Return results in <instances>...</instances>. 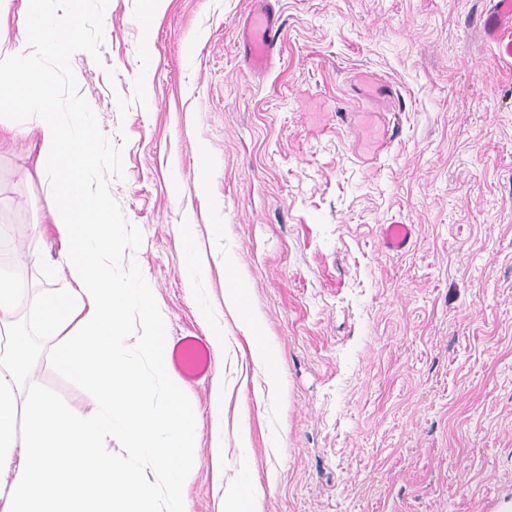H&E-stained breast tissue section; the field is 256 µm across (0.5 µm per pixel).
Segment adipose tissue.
Wrapping results in <instances>:
<instances>
[{"label": "adipose tissue", "instance_id": "ef3b65f1", "mask_svg": "<svg viewBox=\"0 0 512 512\" xmlns=\"http://www.w3.org/2000/svg\"><path fill=\"white\" fill-rule=\"evenodd\" d=\"M17 32L0 0V105L24 112L22 123L0 122V142L25 137L39 145L36 175L46 185L44 221L61 244L58 263L69 284L42 292L39 315L58 337L60 364L93 387L89 410L66 408L50 395L29 408V437L16 433V394L29 366L20 344L0 349V512H157L152 475L166 480L169 512H185L191 472L180 458L194 420L176 408L178 380L166 365L162 336L146 284L112 274V250L123 232L111 224L104 194L91 192L81 174L102 161L90 113L59 112L48 99L49 81L29 69L24 46L64 58L77 35L76 14L57 13L51 0H31ZM224 308L241 331L269 395L279 389L281 353L261 337L259 316L245 303L246 284L232 256L224 258ZM138 308L147 327L138 343L150 366L123 348L124 318ZM121 437L141 469H116L112 439Z\"/></svg>", "mask_w": 512, "mask_h": 512}]
</instances>
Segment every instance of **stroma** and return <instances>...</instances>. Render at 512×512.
<instances>
[{"label": "stroma", "instance_id": "obj_1", "mask_svg": "<svg viewBox=\"0 0 512 512\" xmlns=\"http://www.w3.org/2000/svg\"><path fill=\"white\" fill-rule=\"evenodd\" d=\"M490 0H278L285 40L254 72L241 33L252 0H169L150 28L145 0H86L60 60L37 47L60 112L95 115L105 194L124 239L116 278L144 279L167 336L224 327V462L213 464L212 381L180 383L199 425L187 512H224L243 460L278 481L264 512H500L512 501V58L474 28ZM396 90L400 136L375 166L358 135L320 131L347 112L353 77ZM149 96H142V89ZM36 153L0 146V225L32 271L10 335L38 350L40 382L18 396V437L40 393L87 408L90 385L57 361L37 322L60 288V246L38 234L45 204L25 178ZM209 170L207 197L193 178ZM194 222L207 272L188 280L177 235ZM413 225L387 251L382 225ZM283 356L284 400L259 406L262 375L224 318V255ZM210 322H203L205 307ZM248 420L249 447L237 427Z\"/></svg>", "mask_w": 512, "mask_h": 512}]
</instances>
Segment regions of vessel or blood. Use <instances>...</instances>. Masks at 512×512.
I'll return each mask as SVG.
<instances>
[{"instance_id": "b4317fda", "label": "vessel or blood", "mask_w": 512, "mask_h": 512, "mask_svg": "<svg viewBox=\"0 0 512 512\" xmlns=\"http://www.w3.org/2000/svg\"><path fill=\"white\" fill-rule=\"evenodd\" d=\"M481 30L485 38L497 44L501 54L512 57V39L507 36L512 30V0H493L491 9L481 19ZM284 33V21L271 0H257L241 35L251 69L261 72L269 67L282 46ZM413 233V225L386 224L381 229V240L387 250L401 252L409 246ZM170 362L189 383L208 377L213 368L212 352L199 336H184L175 342Z\"/></svg>"}]
</instances>
